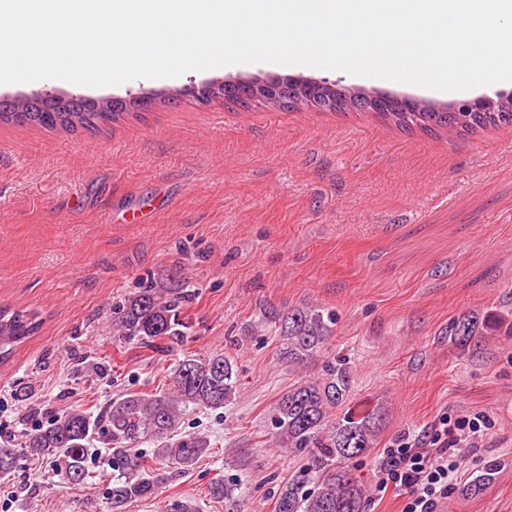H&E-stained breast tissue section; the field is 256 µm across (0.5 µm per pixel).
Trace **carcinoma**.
I'll list each match as a JSON object with an SVG mask.
<instances>
[{"instance_id": "cac0c4a2", "label": "carcinoma", "mask_w": 512, "mask_h": 512, "mask_svg": "<svg viewBox=\"0 0 512 512\" xmlns=\"http://www.w3.org/2000/svg\"><path fill=\"white\" fill-rule=\"evenodd\" d=\"M280 87L279 98L287 101L286 109H364L359 94L339 86L311 93L302 82L282 80ZM221 96L239 104L258 102L272 107L264 99L263 90L248 83L210 86L200 95V101ZM146 106L142 100L76 101L58 96L17 99L0 103V123L93 131L131 115L138 117L136 109ZM378 116L403 129L416 127L434 135L512 126V96L497 98L492 108L467 112H436L425 105L412 108L391 100L387 111ZM191 297L189 280L176 270L164 282H147L136 293L112 304V336L124 341L136 339L150 348L157 347L162 340L182 339L190 328L183 311ZM268 315L275 335L283 340L281 357L299 367L322 351L332 336L334 314L322 309H273ZM41 324L35 313L0 307V363L34 336ZM503 326L512 333V321L502 312L483 317L462 312L448 326V341L468 351L475 337ZM350 385L345 360H331L324 365L321 375L300 379L279 397L274 413L277 438L290 448L304 451L306 463L280 489L275 512H363L365 486L354 476L350 463L374 447L382 414L377 407H357L331 418L332 410L346 403ZM237 388L238 373L233 361L219 354L180 361L170 392L128 393L112 402L109 411L100 418L74 410L45 426L30 423L31 415L26 414L18 421L19 443L8 439L0 443V473L16 468L18 452L22 450L31 456L62 457L65 468L61 477L80 484L87 477L90 438L101 433L112 441V512H126L128 503L155 497L159 482L148 460L130 453L123 444L151 439L156 442L153 460L187 470L209 452L212 444L205 436L171 438L185 409L191 405L222 409L235 396ZM311 480L316 488L308 491L306 485ZM210 496L224 500L225 512H242L234 489L224 485V481L210 486Z\"/></svg>"}]
</instances>
